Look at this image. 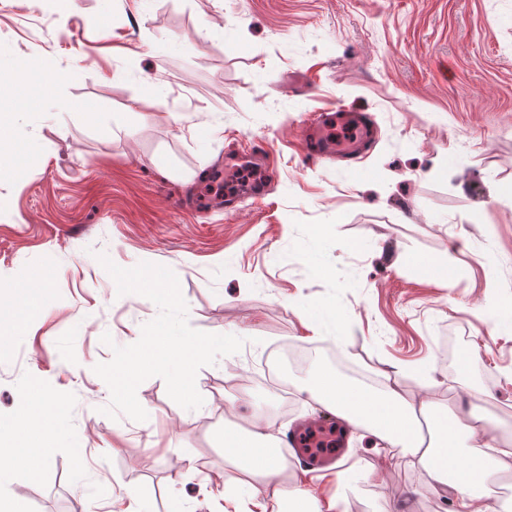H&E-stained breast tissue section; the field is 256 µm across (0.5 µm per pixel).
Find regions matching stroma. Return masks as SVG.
<instances>
[{
    "instance_id": "35a3bbf8",
    "label": "stroma",
    "mask_w": 512,
    "mask_h": 512,
    "mask_svg": "<svg viewBox=\"0 0 512 512\" xmlns=\"http://www.w3.org/2000/svg\"><path fill=\"white\" fill-rule=\"evenodd\" d=\"M0 58L24 67L0 80L16 154L0 175V441L38 393L65 407L1 497L247 512L224 497L225 425L284 405L281 438L329 417L310 372L266 383L280 343L512 433V0H0ZM340 109L378 129L352 166L304 146V122ZM236 154L262 162L266 190L228 212L204 186ZM317 229L332 280L303 251ZM102 254L171 268L192 327L244 338L199 370L201 408L152 377L146 421L102 414V335L133 344L159 313L118 295ZM321 307L345 318L330 344L303 317ZM384 453L349 431L336 512H459L400 455L375 473Z\"/></svg>"
}]
</instances>
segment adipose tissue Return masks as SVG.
Returning a JSON list of instances; mask_svg holds the SVG:
<instances>
[{"label":"adipose tissue","instance_id":"adipose-tissue-1","mask_svg":"<svg viewBox=\"0 0 512 512\" xmlns=\"http://www.w3.org/2000/svg\"><path fill=\"white\" fill-rule=\"evenodd\" d=\"M307 391L354 429L376 438L378 445L399 450L410 464L432 470L439 492L453 494L463 512H487L479 491L485 477L511 464L512 450L497 448L472 425L463 411L440 420L433 401L410 402L393 387L376 392L325 369L317 370ZM224 460L239 474L255 507L275 498L286 512H335L336 499L320 503L303 487H280L277 478L287 468L286 457L268 423L255 419L250 428L224 433Z\"/></svg>","mask_w":512,"mask_h":512}]
</instances>
